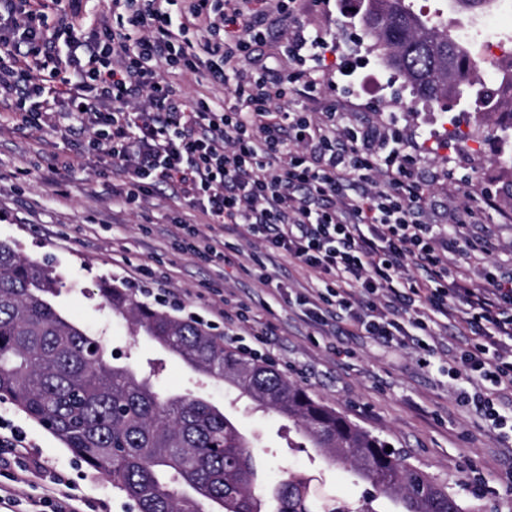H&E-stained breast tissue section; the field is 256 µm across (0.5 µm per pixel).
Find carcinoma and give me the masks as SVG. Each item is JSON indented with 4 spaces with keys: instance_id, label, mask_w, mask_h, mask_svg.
<instances>
[{
    "instance_id": "cac0c4a2",
    "label": "carcinoma",
    "mask_w": 512,
    "mask_h": 512,
    "mask_svg": "<svg viewBox=\"0 0 512 512\" xmlns=\"http://www.w3.org/2000/svg\"><path fill=\"white\" fill-rule=\"evenodd\" d=\"M497 0H453L458 12L484 11ZM358 23L411 93L432 102L461 97L496 115L512 140V67L490 90L472 48L451 27L413 10L409 0H375ZM65 281L49 266L0 244V400L8 399L88 466L112 479L137 512H464L448 487L408 464L370 431L312 399L273 366L224 349L192 319L151 309L114 284L100 293L161 347L195 371L230 382L258 408L277 411L310 447L368 489L358 503H318L307 478L288 469L260 479L256 443L203 399L164 394L131 365L67 319L54 300Z\"/></svg>"
}]
</instances>
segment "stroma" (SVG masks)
I'll use <instances>...</instances> for the list:
<instances>
[{
	"label": "stroma",
	"instance_id": "obj_1",
	"mask_svg": "<svg viewBox=\"0 0 512 512\" xmlns=\"http://www.w3.org/2000/svg\"><path fill=\"white\" fill-rule=\"evenodd\" d=\"M305 37L324 36L334 51L326 60L325 83L313 111L344 108L355 123L395 113L400 128L418 143L416 160L431 185L428 210L439 218L450 206L468 205L480 221L471 236L491 240L490 260L512 272V159L503 154L495 120L425 102L411 94L379 60L360 26L343 23L341 0H297ZM512 40V0H497L484 13L464 19L473 48H481L488 25ZM61 133H14L0 129V242L47 264L67 286L56 300L71 321L102 335L109 350L140 371L158 368L156 385L167 393H189L233 417L262 447L260 472L275 476L295 469L311 479L321 499L353 501L364 484L348 480L343 468L326 465L309 449L288 445V424L271 410L251 409L237 390L197 374L180 356L149 337L134 335L128 322L105 308L100 282L155 279L165 302L160 309L194 318L217 336L234 332L233 350L272 363L314 399L388 441L408 462L445 484L466 512H512V437L462 406L458 381L448 376L446 353L399 348L358 335L342 324L324 334L310 326L297 303L316 286L314 273L257 244L244 227L218 238L234 247L238 262L204 261L174 243L175 219L205 224L200 213L157 189L132 211L113 207L107 192L117 183L111 168L78 157L74 172L48 180L47 164L62 147ZM492 194L499 211H486ZM263 262L278 285L254 274ZM0 424L17 427L27 444V466L14 483L16 512L42 497L56 477L69 479L82 499L105 503L108 512H134L131 502L102 473L9 402H0Z\"/></svg>",
	"mask_w": 512,
	"mask_h": 512
}]
</instances>
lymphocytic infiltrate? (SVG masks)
Segmentation results:
<instances>
[{"mask_svg":"<svg viewBox=\"0 0 512 512\" xmlns=\"http://www.w3.org/2000/svg\"><path fill=\"white\" fill-rule=\"evenodd\" d=\"M106 2L109 23L90 0H0V100L18 128L63 132L80 156L109 164L121 209L163 186L314 271L321 286L299 303L318 328L347 320L406 347L466 324L475 341L448 370L468 384L459 398L511 422L512 274L468 278L493 247L467 234L472 209L429 220L418 144L394 123L357 129L336 110L274 107L284 89L262 53L268 9L289 59L310 46L322 62L330 49L306 40L293 0ZM184 79L211 94L187 96Z\"/></svg>","mask_w":512,"mask_h":512,"instance_id":"lymphocytic-infiltrate-1","label":"lymphocytic infiltrate"}]
</instances>
